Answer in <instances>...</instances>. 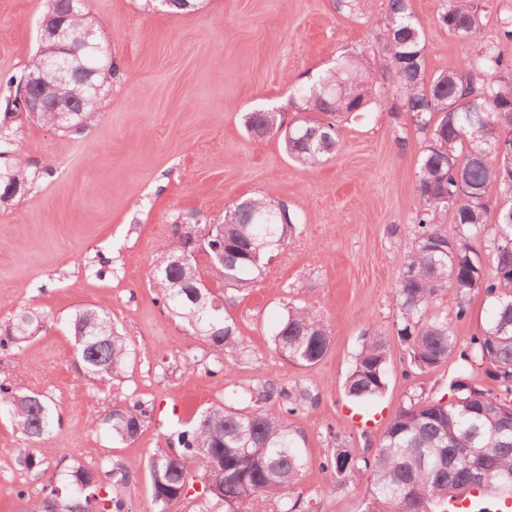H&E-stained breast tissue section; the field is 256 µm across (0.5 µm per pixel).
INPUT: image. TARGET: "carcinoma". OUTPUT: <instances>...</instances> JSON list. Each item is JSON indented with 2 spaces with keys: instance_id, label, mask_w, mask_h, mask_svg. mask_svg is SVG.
<instances>
[{
  "instance_id": "cac0c4a2",
  "label": "carcinoma",
  "mask_w": 512,
  "mask_h": 512,
  "mask_svg": "<svg viewBox=\"0 0 512 512\" xmlns=\"http://www.w3.org/2000/svg\"><path fill=\"white\" fill-rule=\"evenodd\" d=\"M483 12L480 0H441L437 19L458 40L471 43L481 30ZM88 19L82 4L64 18L67 43L88 41L78 58H68L85 76L47 87L48 95L59 97L68 111L38 113L34 120L43 125L85 129L101 75L117 71L107 48L88 36ZM377 38L385 57L383 80L396 90L389 112L396 120L408 114L425 137L417 160L413 245L394 288L396 333L408 353L404 375L440 367L455 356L471 367L487 366L493 385L477 389L453 379L448 401H412L401 408L371 454L353 458L336 448L323 466L342 484L370 476L368 496L358 512H426L432 501L461 500L471 490L476 465L485 474L480 490L512 496V60L486 43L476 46L460 69L429 72L425 34L410 0H388ZM293 95L308 117L286 125L275 112H249L245 126L258 136L280 135L289 158L314 169L339 150V118L362 111L382 92L368 60L354 57L296 87ZM15 101L16 95L9 96L6 121H0V157L14 150L15 132L7 119L19 115ZM314 112L332 120L318 119ZM311 130L317 131L312 140ZM32 180L22 166H0V206L28 192ZM493 186L500 189L494 199L489 195ZM293 224L294 217L280 202L265 196L239 201L225 210L222 224L198 225L193 239L175 229L157 253L149 282L191 336L220 352L233 350L239 344L238 329L224 315V297L215 296L211 286L238 292L256 286ZM479 239L487 242L485 259L473 246ZM185 253L188 261L174 263ZM447 290L456 298L452 320L431 313ZM476 294L492 301V314L462 348L453 320L466 318ZM42 324L41 314L19 311L0 328V347H21ZM68 327L84 385L91 391L118 386L129 349L112 327L107 308L80 310ZM331 341L329 321L307 306L289 308L273 335L279 354L304 367L317 363ZM387 384L386 339L373 332L353 356L345 390L354 400H375ZM0 412L27 439L40 444L50 439L49 397L16 393L0 384ZM295 412L293 406L276 413L260 406L212 405L177 433L178 451L158 450L142 464H115L104 481L73 458L63 479L50 477L44 496L19 494L25 500L23 512H128L126 488L139 469L149 477L154 512H167L170 502L186 496L197 480L204 496L224 502L227 512H239L247 503L256 509L266 501L278 503L280 512H299L301 503L293 499L292 489L307 461L300 450L302 432L290 419ZM147 414L143 403L124 400L93 417L91 429L103 428L113 440L128 442ZM53 453L48 446L38 456L20 448L17 461L41 472Z\"/></svg>"
}]
</instances>
